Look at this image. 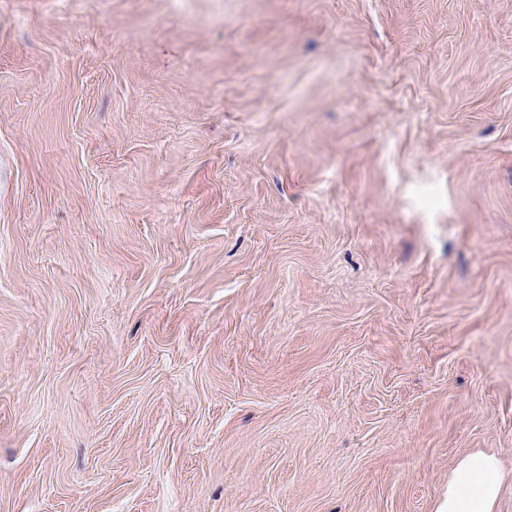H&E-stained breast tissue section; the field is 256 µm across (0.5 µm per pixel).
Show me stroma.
Wrapping results in <instances>:
<instances>
[{
    "label": "stroma",
    "instance_id": "1",
    "mask_svg": "<svg viewBox=\"0 0 512 512\" xmlns=\"http://www.w3.org/2000/svg\"><path fill=\"white\" fill-rule=\"evenodd\" d=\"M474 451L512 512V0H0V512H438Z\"/></svg>",
    "mask_w": 512,
    "mask_h": 512
}]
</instances>
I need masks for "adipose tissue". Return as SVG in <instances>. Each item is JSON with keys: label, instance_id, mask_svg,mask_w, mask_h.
<instances>
[{"label": "adipose tissue", "instance_id": "ef3b65f1", "mask_svg": "<svg viewBox=\"0 0 512 512\" xmlns=\"http://www.w3.org/2000/svg\"><path fill=\"white\" fill-rule=\"evenodd\" d=\"M499 468L492 453L462 457L448 474V496L438 512H493L500 492Z\"/></svg>", "mask_w": 512, "mask_h": 512}]
</instances>
